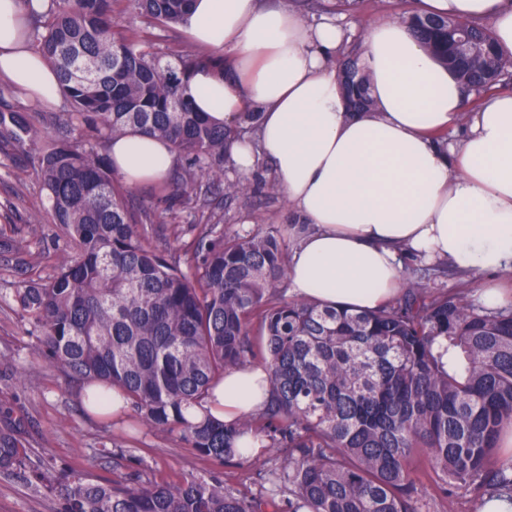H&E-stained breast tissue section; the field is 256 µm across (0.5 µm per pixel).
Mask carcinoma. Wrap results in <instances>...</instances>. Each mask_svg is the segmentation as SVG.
Returning <instances> with one entry per match:
<instances>
[{
  "mask_svg": "<svg viewBox=\"0 0 512 512\" xmlns=\"http://www.w3.org/2000/svg\"><path fill=\"white\" fill-rule=\"evenodd\" d=\"M189 2L50 0L31 13V46L56 70L70 110L0 112V137L23 148L42 137L41 125L54 128L35 173L71 249L14 301L37 355L90 388L88 404L103 417L129 409L226 463L249 455L239 440L259 442L270 452L265 486L248 494L215 476L102 484L45 466L36 489L62 486L59 512H265L277 502L282 512H422L410 470L422 458L446 494L478 490L512 505V457H497L512 427V304L480 309L462 291L432 293L409 277L400 298L374 311L290 299L286 247L272 231L226 238L218 224L192 225L189 275L152 248L146 215L128 205L129 188L112 171L111 142L128 133L169 141L183 160L171 173L173 199L200 178L237 198L248 185L224 181V159L260 117L243 112L232 130L195 110L191 74H222L227 62L182 45L176 29ZM116 12L140 24H117ZM406 20L470 92L512 84V57L496 52L488 28L437 14ZM157 28L168 32L161 51ZM336 66L350 110L372 111L359 48ZM247 364L268 373L260 412L229 424L185 417ZM33 467L5 426L0 474Z\"/></svg>",
  "mask_w": 512,
  "mask_h": 512,
  "instance_id": "1",
  "label": "carcinoma"
}]
</instances>
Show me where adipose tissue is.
I'll list each match as a JSON object with an SVG mask.
<instances>
[{
    "instance_id": "obj_1",
    "label": "adipose tissue",
    "mask_w": 512,
    "mask_h": 512,
    "mask_svg": "<svg viewBox=\"0 0 512 512\" xmlns=\"http://www.w3.org/2000/svg\"><path fill=\"white\" fill-rule=\"evenodd\" d=\"M49 0H0V77L33 101L60 98L57 73L27 41L30 11ZM424 14L487 24L512 56V0H415ZM192 42L229 52V72H193L188 91L216 123L260 114L255 134L234 143L242 175L265 159L303 226L288 251L292 296L371 311L402 287L403 259L444 260L464 272L512 276V94L478 110L454 73L399 20L362 32V65L375 111L347 109L335 67L346 34L260 0H193L182 22ZM457 140L434 135L457 125ZM114 172L128 185L162 182L177 155L169 142L128 134L113 140ZM268 374L227 373L204 408L232 422L259 412Z\"/></svg>"
}]
</instances>
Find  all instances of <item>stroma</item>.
<instances>
[{
  "label": "stroma",
  "instance_id": "obj_1",
  "mask_svg": "<svg viewBox=\"0 0 512 512\" xmlns=\"http://www.w3.org/2000/svg\"><path fill=\"white\" fill-rule=\"evenodd\" d=\"M410 9L409 0H362L354 10L314 13L310 19L337 22L354 37L361 33L360 23L378 18L399 20ZM248 181L250 192L232 201L226 200L223 186L202 178L191 195L176 202L166 200L165 187L152 183L133 186L131 202L150 216L146 229L153 248L176 258L186 272L194 261L183 252L182 245L191 239L189 226L199 221L197 201L201 198L209 200L211 221L223 225L225 235L274 230L284 242H291L295 214L283 191H270L274 176L268 162L258 160ZM47 206V192L35 174L30 153L1 140L0 227L26 224L30 232L15 248L0 249V419L8 417L16 422L22 441L35 458L50 461L59 469L80 468L95 481L124 483L142 473L159 480L215 475L242 491L258 493L267 451L228 464L198 455L175 432L107 424L87 411L79 383L34 355L30 326L15 306L13 295L29 276L51 275L65 246L47 216ZM175 224L183 229L182 237L173 234ZM404 273L432 292H475V275L451 268L441 274L433 264L409 259ZM21 362L26 365L22 374L17 371ZM112 444L121 446V454L100 455L102 446ZM416 495L424 504V512L480 510L479 494L463 492L445 498L424 477L417 480ZM58 504V493L38 492L22 478L0 476V512H57Z\"/></svg>",
  "mask_w": 512,
  "mask_h": 512
}]
</instances>
